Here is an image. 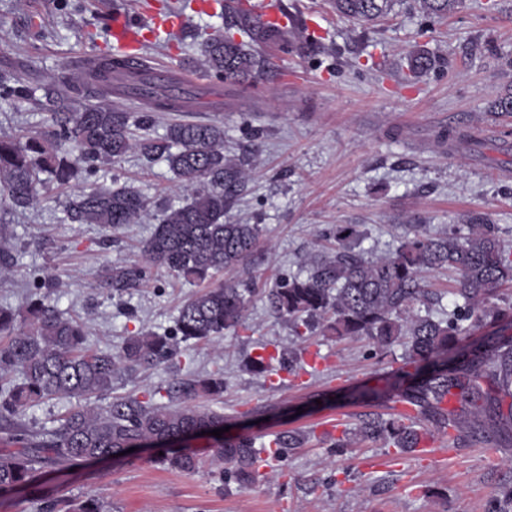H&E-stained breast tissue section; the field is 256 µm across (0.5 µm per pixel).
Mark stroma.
Returning <instances> with one entry per match:
<instances>
[{
	"mask_svg": "<svg viewBox=\"0 0 512 512\" xmlns=\"http://www.w3.org/2000/svg\"><path fill=\"white\" fill-rule=\"evenodd\" d=\"M135 2L0 0V70L22 73L35 88L83 80L84 61L108 52L112 9ZM150 2L158 11L181 9L184 37L166 46L147 42L139 58L154 70L189 74L187 89L200 104L196 112L154 113L152 132L165 135L177 120L214 123L224 128L225 154L249 153L246 189L229 217L263 227L242 271L262 293L248 309L249 334L179 344L172 360L119 376L112 393L165 403L180 379L220 368L224 395L210 409L232 423L250 421L262 440L296 430L302 443L282 457L262 452L249 490L211 465L192 474L168 470L144 448L52 472L45 492L93 496L106 512H488L499 490L512 486V448L440 434L430 453L397 463L378 442L331 448L332 438L366 416L391 414V403L349 395L395 370L401 346L380 352L365 338L315 336L320 373L285 375L275 387L247 361L261 345L301 348L264 292L309 266L337 225H355L362 248L376 256L389 254L414 224L437 233L489 222L512 246V114L492 109L512 91V0H459L445 18L423 13L417 0H394L387 17L363 25L338 16L331 0H280L304 26L264 44L277 71L249 90L199 67L202 42L227 28L220 9L198 10L199 0ZM422 50L442 65L417 76L408 60ZM115 183L139 189L153 205L138 223L108 235L95 224L68 223L64 193L24 210L0 204L10 267L0 276V307L23 308L40 279L53 275L59 311L82 318L92 348L114 351L142 330L174 334L187 299L230 279L224 271L209 283H188L153 268L141 287L114 295L108 272L141 262L161 207L182 205L194 192L165 161L150 164L134 152L71 188ZM410 481L428 495L405 492Z\"/></svg>",
	"mask_w": 512,
	"mask_h": 512,
	"instance_id": "35a3bbf8",
	"label": "stroma"
}]
</instances>
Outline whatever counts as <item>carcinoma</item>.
Wrapping results in <instances>:
<instances>
[{
    "label": "carcinoma",
    "mask_w": 512,
    "mask_h": 512,
    "mask_svg": "<svg viewBox=\"0 0 512 512\" xmlns=\"http://www.w3.org/2000/svg\"><path fill=\"white\" fill-rule=\"evenodd\" d=\"M393 0H332L336 12L369 23L387 13ZM458 0H419L426 14L446 16ZM238 41L221 33L201 49V69L244 89L263 80L270 69L260 44L268 34L239 4L224 7ZM142 69L122 56L107 55L91 81L63 91L41 87L44 128L0 136V200L28 208L53 189H64L82 171L95 174L128 153L146 161L164 160L183 183L197 186L185 204L161 209L159 223L143 248L145 265L112 269L109 286L121 295L139 286L150 267H164L175 278L204 281L244 265L262 232L258 224L226 218L247 182L249 159L224 155V128L212 123H176L166 134L147 133L150 115L132 113L110 103L72 104L94 98L112 78L141 80ZM35 90L16 72L0 71V102L21 103ZM153 112L180 108L178 100L155 96ZM150 200L127 187L98 186L69 198L65 206L72 224H97L104 230L133 223L148 212ZM446 269L455 275L448 293L461 301L457 311L431 315L438 293L420 277L424 270ZM44 292L21 311L0 308V494L36 488L46 473L112 457L132 447L165 444L164 466L185 473L198 470L203 458L176 447L191 437L224 427V415L196 405L203 396L224 393V371L181 379L174 387L176 405L153 399L116 396L105 405L95 400L112 393L123 371L167 361L178 342L211 341L226 331H247L246 313L256 285L251 278L227 280L187 300L180 308L176 335L140 332L120 349L95 351L87 346L82 322L63 316L53 304L55 282L45 279ZM502 288H512V249L490 223L453 225L431 234L414 228L385 257L372 258L360 248L352 225L336 227V250L271 289L267 298L275 312L288 319L297 337L304 333L367 338L378 348L402 340L406 367L364 384L356 396L410 406L387 418L361 421L351 432L353 443L379 441L398 456L414 451L427 436L453 429L476 441L512 447V309L491 303ZM496 331L479 341L464 340L484 325ZM291 350L256 354L253 370L266 376L272 362L298 376ZM18 374V382L8 376ZM67 397L76 400L50 430L34 432L23 421L28 408ZM454 402L448 408L445 400ZM211 464H226L223 473L240 487H252L259 476L256 440L246 434L215 439ZM300 444V437L280 433L263 448L279 457ZM42 512H104L92 497L43 501Z\"/></svg>",
    "instance_id": "1"
}]
</instances>
